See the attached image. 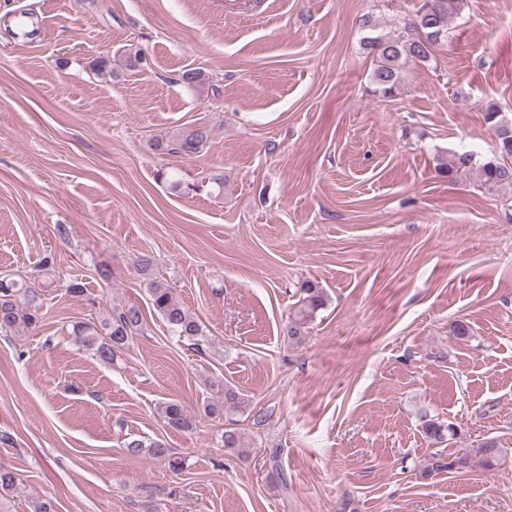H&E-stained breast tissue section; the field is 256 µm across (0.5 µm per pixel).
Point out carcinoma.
Masks as SVG:
<instances>
[{
  "instance_id": "1",
  "label": "carcinoma",
  "mask_w": 512,
  "mask_h": 512,
  "mask_svg": "<svg viewBox=\"0 0 512 512\" xmlns=\"http://www.w3.org/2000/svg\"><path fill=\"white\" fill-rule=\"evenodd\" d=\"M465 0H419L413 15L404 22V33L387 36L375 35L363 38V43L373 53L370 83L374 91L387 96L394 93L402 79L404 66L409 62L426 63L431 59L433 48L447 33L451 19L463 9ZM181 81L192 89L212 86L208 73L200 68L184 71ZM499 155L484 162H478L472 152L456 154L438 165L442 176L454 182L462 175L473 173L480 186L488 192H495L504 186H512V127L497 124ZM210 137L205 127H192L173 137L155 143V148L169 155L191 156L203 149ZM139 272L144 276L150 304L157 312L172 335L187 340L194 348L208 343V336L201 322L192 316L178 299L175 289L155 276L153 259L143 256L138 263ZM54 279L50 272L43 278L29 284H17L11 279H0V328L33 329L40 322L39 311L45 289L52 287ZM328 294L319 285L306 281L300 287L298 307L289 317L283 333L288 341L301 343L307 335L308 325L317 313L324 309ZM142 315L136 308L115 310L111 320L100 324L80 323L74 333L78 343L104 362H110L118 351L125 348L142 327ZM166 426L175 431H188L194 422L192 416L178 403H169L163 409ZM425 438L433 445H440L457 434L454 424L424 415L420 417ZM131 455L148 452L155 460L165 463L174 472L184 468V460L175 455L173 449L162 440L145 442L131 439L124 443ZM471 458L454 454L434 459L424 471L429 477L434 472L463 469L470 465ZM19 482L15 469L0 462V498L13 491Z\"/></svg>"
}]
</instances>
